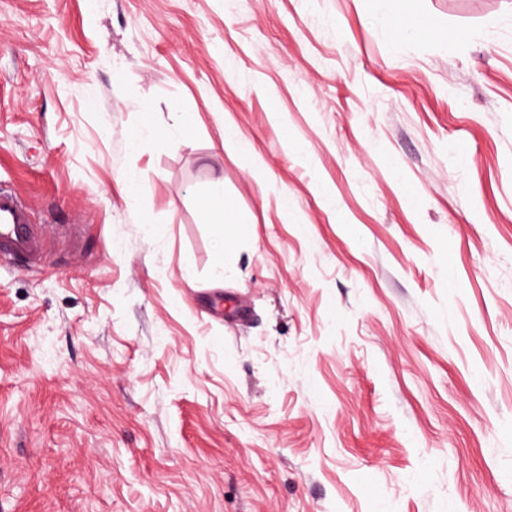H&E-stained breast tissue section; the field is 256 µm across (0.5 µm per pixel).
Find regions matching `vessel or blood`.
Instances as JSON below:
<instances>
[{
	"label": "vessel or blood",
	"instance_id": "vessel-or-blood-1",
	"mask_svg": "<svg viewBox=\"0 0 512 512\" xmlns=\"http://www.w3.org/2000/svg\"><path fill=\"white\" fill-rule=\"evenodd\" d=\"M46 259L44 235L29 207L10 185H0V265L29 269Z\"/></svg>",
	"mask_w": 512,
	"mask_h": 512
}]
</instances>
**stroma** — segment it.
Returning a JSON list of instances; mask_svg holds the SVG:
<instances>
[{"label": "stroma", "mask_w": 512, "mask_h": 512, "mask_svg": "<svg viewBox=\"0 0 512 512\" xmlns=\"http://www.w3.org/2000/svg\"><path fill=\"white\" fill-rule=\"evenodd\" d=\"M1 181L0 512H512V0H0ZM44 234L20 193L0 185V266L31 269L45 259ZM210 224H215L217 226V230L224 241L234 239L235 237L246 234L250 231V226L244 222H232L227 224L224 221L223 208L216 209L211 213Z\"/></svg>", "instance_id": "1"}]
</instances>
